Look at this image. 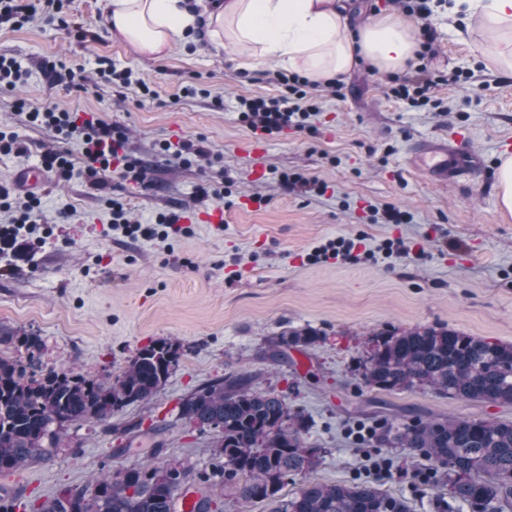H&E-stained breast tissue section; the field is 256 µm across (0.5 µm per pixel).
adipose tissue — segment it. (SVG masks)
Segmentation results:
<instances>
[{
	"mask_svg": "<svg viewBox=\"0 0 512 512\" xmlns=\"http://www.w3.org/2000/svg\"><path fill=\"white\" fill-rule=\"evenodd\" d=\"M448 17L479 16L485 34L506 41L494 52L512 76V0H449ZM106 24L137 53L161 55L194 38L205 48L234 49L238 66L258 70L266 59L314 82L344 80L360 63L398 73L416 63L418 30L389 15L354 26L341 0H108Z\"/></svg>",
	"mask_w": 512,
	"mask_h": 512,
	"instance_id": "1",
	"label": "adipose tissue"
}]
</instances>
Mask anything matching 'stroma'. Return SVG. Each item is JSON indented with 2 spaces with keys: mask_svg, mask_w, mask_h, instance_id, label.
<instances>
[{
  "mask_svg": "<svg viewBox=\"0 0 512 512\" xmlns=\"http://www.w3.org/2000/svg\"><path fill=\"white\" fill-rule=\"evenodd\" d=\"M105 13L106 0H70L66 25L46 24L37 14L19 30L0 26V54L28 70L25 86L0 89V128L17 132L28 148L22 156L0 155V183H11L16 169L56 145L51 132L29 126L15 110L21 96L34 108L97 112L126 125L129 150L152 184H125L114 170L107 174L113 194L144 222L175 207L196 219L188 234L165 241L115 239L105 234L111 214L100 191L76 171L53 176L42 197L52 236L34 251L0 255V330L42 336L44 367L100 379L160 338L180 343L183 357L149 403L71 427L49 460L0 474V495L37 504L114 467L207 468L215 434L181 419L180 405L215 379L244 372L254 390L285 394L309 417L308 440L325 450L317 480L364 481L403 497L411 512H438L432 486L410 484V471L430 468V461L358 441L356 427L372 429L394 416L512 420V406L371 390L352 366L368 333L385 328L445 326L512 343V214L499 205L496 179L500 142L512 138V76L484 57L485 34L466 16L451 22L433 15L432 71L468 76L434 89L443 112L394 98L383 74L361 67L341 96L314 88L321 102L314 131L285 129L256 155L246 146L252 131L238 118L239 101L278 95L265 76L274 62L244 72L231 52L197 46L141 55L110 32ZM99 57L146 80L154 97L142 96L137 84L53 85L41 70L46 59L90 69ZM191 85L200 94L185 95ZM456 131L469 136L483 170L442 185L413 168L417 141ZM181 138L203 140L217 166L160 155V142ZM222 171L230 178L223 194L196 198V187ZM294 171L317 178L325 193L284 189L280 175ZM389 205L408 212L409 223L377 219ZM216 209L223 225L205 219ZM338 236L359 240L363 251L399 240L409 254L306 261L311 248ZM305 326L322 333L319 344L270 358L276 336ZM378 458L391 459V475H366Z\"/></svg>",
  "mask_w": 512,
  "mask_h": 512,
  "instance_id": "35a3bbf8",
  "label": "stroma"
}]
</instances>
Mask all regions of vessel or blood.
<instances>
[{
    "label": "vessel or blood",
    "mask_w": 512,
    "mask_h": 512,
    "mask_svg": "<svg viewBox=\"0 0 512 512\" xmlns=\"http://www.w3.org/2000/svg\"><path fill=\"white\" fill-rule=\"evenodd\" d=\"M413 164L416 170L424 172L430 179L448 184L478 171L482 161L472 150L467 136L458 132L447 138L418 143L413 151ZM14 181L21 188L39 190L46 185L48 174L41 166L34 164L17 171Z\"/></svg>",
    "instance_id": "b4317fda"
}]
</instances>
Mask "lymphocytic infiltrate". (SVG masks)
<instances>
[{
	"label": "lymphocytic infiltrate",
	"mask_w": 512,
	"mask_h": 512,
	"mask_svg": "<svg viewBox=\"0 0 512 512\" xmlns=\"http://www.w3.org/2000/svg\"><path fill=\"white\" fill-rule=\"evenodd\" d=\"M390 5L400 9L406 16L415 18L419 26L420 60L418 78L387 77L386 87L396 98L410 101L415 106L424 107L431 101L432 89L443 82H460L461 72L451 74H433L429 63L437 53V35L430 23L433 8L443 5L444 0H389ZM45 75L57 83H70L85 86L91 78H98L123 87L131 82V73L113 68L107 60L96 62L94 72L62 71L57 63L47 60L42 64ZM275 81L281 87V93L273 99L252 98L240 102L239 119L249 128L274 135L284 129L308 130L312 127L320 106L310 92L308 79L296 74H275ZM17 109L26 111L28 121L36 126L50 129L58 142L78 141L82 147L81 174L95 189H108L104 175L111 169H120L124 179L135 183H144L148 178L147 170L127 151L129 131L126 126L109 121L95 112L79 113L63 111L54 107L29 108L26 99H17ZM111 210L112 231L131 239L165 240L182 233L181 215L172 210L159 214L154 223L144 224L131 218L125 204L115 197H107ZM0 209L11 211L10 223L0 226V246L12 248L19 237L33 233L43 221L40 199L33 194L18 197L9 187L0 185Z\"/></svg>",
	"instance_id": "obj_1"
}]
</instances>
